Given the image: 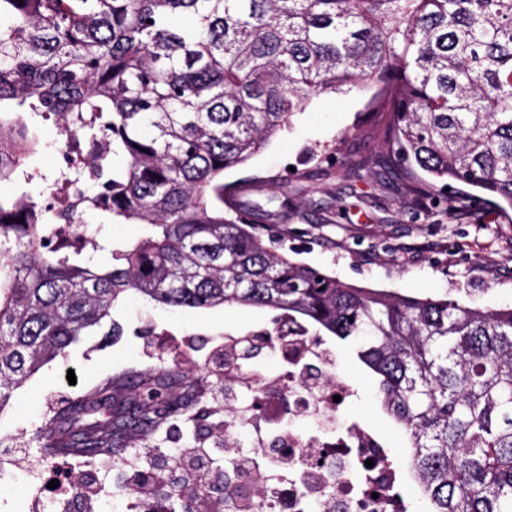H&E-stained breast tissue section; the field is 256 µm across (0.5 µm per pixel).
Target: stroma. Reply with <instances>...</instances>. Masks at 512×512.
Returning <instances> with one entry per match:
<instances>
[{
  "instance_id": "1",
  "label": "stroma",
  "mask_w": 512,
  "mask_h": 512,
  "mask_svg": "<svg viewBox=\"0 0 512 512\" xmlns=\"http://www.w3.org/2000/svg\"><path fill=\"white\" fill-rule=\"evenodd\" d=\"M370 97L354 91L314 98L262 152L225 171V183L240 189L241 201L258 206L251 223L275 248L344 282L448 296L470 307L512 305V210L469 202L462 184L453 205H418L407 191L408 169L383 166L389 153L384 117L371 111ZM277 317L251 306L172 313L134 296L119 301L112 310L119 336L105 341L101 327L81 336L0 413V512H35L42 481L31 438L67 397L131 365L149 370L163 358L202 364L225 335L272 328ZM326 344L337 356L338 373L358 387L349 416L380 428L391 452L404 448L405 437L384 416L367 370L335 337Z\"/></svg>"
}]
</instances>
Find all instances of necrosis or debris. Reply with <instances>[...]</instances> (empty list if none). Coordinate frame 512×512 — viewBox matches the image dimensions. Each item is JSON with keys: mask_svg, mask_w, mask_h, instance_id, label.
<instances>
[{"mask_svg": "<svg viewBox=\"0 0 512 512\" xmlns=\"http://www.w3.org/2000/svg\"><path fill=\"white\" fill-rule=\"evenodd\" d=\"M269 355L274 365L244 367L235 357L237 337L224 339V404L227 479L241 489L233 500L198 495L192 512H406L397 489L401 470L386 461L379 433L369 427H340L355 390L336 373V358L303 324L280 323ZM308 419L317 431L296 429ZM279 440L270 449L271 440ZM70 455L57 453L42 464L57 488L42 495L38 512H102L103 486L74 483Z\"/></svg>", "mask_w": 512, "mask_h": 512, "instance_id": "necrosis-or-debris-1", "label": "necrosis or debris"}]
</instances>
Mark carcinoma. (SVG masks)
Instances as JSON below:
<instances>
[{
	"label": "carcinoma",
	"instance_id": "carcinoma-1",
	"mask_svg": "<svg viewBox=\"0 0 512 512\" xmlns=\"http://www.w3.org/2000/svg\"><path fill=\"white\" fill-rule=\"evenodd\" d=\"M365 87L421 202L454 182L512 210V0H0V182H33L26 114L89 149L54 175L68 187L60 203L0 194V409L84 333L116 330L129 292L170 308L280 310L374 376L429 512H512V306L343 282L277 252L224 184L313 98ZM88 212L148 232L115 248L102 224L73 229ZM264 349L248 337L241 359ZM196 380L163 364L102 383L33 442L126 448ZM204 490L164 488L169 512H191Z\"/></svg>",
	"mask_w": 512,
	"mask_h": 512
}]
</instances>
